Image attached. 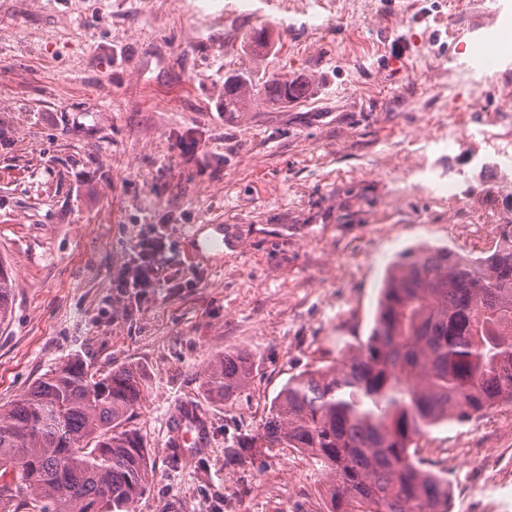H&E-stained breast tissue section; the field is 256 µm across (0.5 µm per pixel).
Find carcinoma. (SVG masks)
Masks as SVG:
<instances>
[{"label":"carcinoma","mask_w":512,"mask_h":512,"mask_svg":"<svg viewBox=\"0 0 512 512\" xmlns=\"http://www.w3.org/2000/svg\"><path fill=\"white\" fill-rule=\"evenodd\" d=\"M286 75L224 77V111L257 94L276 105L307 93ZM11 313L0 267V323ZM253 364L214 357L203 385L228 401ZM146 386L142 368L94 371L74 357L0 409V512H132L153 470L125 423ZM512 402V221L472 263L446 248L403 254L392 267L367 341L336 365L288 379L265 421L231 457L298 448L327 479L328 512H448V479L424 467L416 440Z\"/></svg>","instance_id":"1"}]
</instances>
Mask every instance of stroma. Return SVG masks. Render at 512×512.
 Returning <instances> with one entry per match:
<instances>
[{
    "instance_id": "1",
    "label": "stroma",
    "mask_w": 512,
    "mask_h": 512,
    "mask_svg": "<svg viewBox=\"0 0 512 512\" xmlns=\"http://www.w3.org/2000/svg\"><path fill=\"white\" fill-rule=\"evenodd\" d=\"M512 0H0V409L73 357L142 366L126 426L153 478L134 512H325V477L295 448L225 450L288 378L366 341L389 266L409 250L467 258L497 233L459 220L420 169L460 177L469 209L498 205L480 144L423 148L475 31ZM264 26L271 45L250 51ZM306 79V97L224 109V76ZM159 238L153 288L120 285ZM226 350L253 361L236 397L203 388ZM197 406L203 446H171ZM424 463L450 512H512V405L429 428Z\"/></svg>"
}]
</instances>
